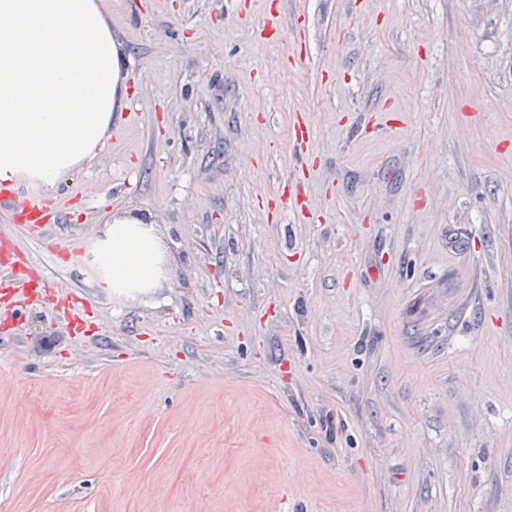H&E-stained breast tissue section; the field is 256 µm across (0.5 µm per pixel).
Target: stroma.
Instances as JSON below:
<instances>
[{
    "label": "stroma",
    "mask_w": 512,
    "mask_h": 512,
    "mask_svg": "<svg viewBox=\"0 0 512 512\" xmlns=\"http://www.w3.org/2000/svg\"><path fill=\"white\" fill-rule=\"evenodd\" d=\"M99 2L126 100L59 252L0 210L50 284L0 301V512H512V0ZM127 213L159 275L113 292ZM137 218L114 219L105 224L94 260L107 290L151 288L157 277L156 242Z\"/></svg>",
    "instance_id": "obj_1"
}]
</instances>
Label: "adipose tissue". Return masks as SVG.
I'll list each match as a JSON object with an SVG mask.
<instances>
[{
  "label": "adipose tissue",
  "instance_id": "obj_1",
  "mask_svg": "<svg viewBox=\"0 0 512 512\" xmlns=\"http://www.w3.org/2000/svg\"><path fill=\"white\" fill-rule=\"evenodd\" d=\"M123 56L96 0H0V186L54 188L102 146L122 99ZM156 242L136 218L106 224V288L152 287Z\"/></svg>",
  "mask_w": 512,
  "mask_h": 512
}]
</instances>
